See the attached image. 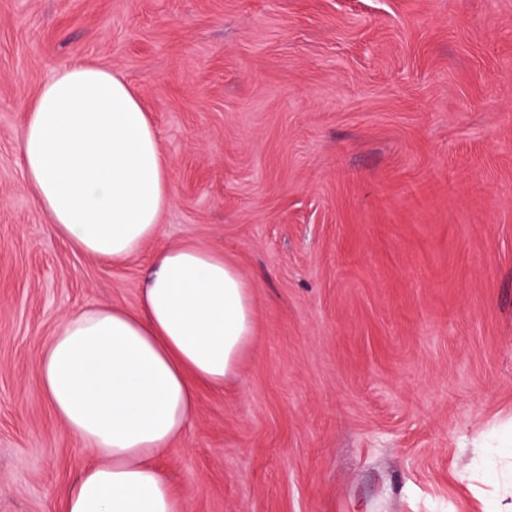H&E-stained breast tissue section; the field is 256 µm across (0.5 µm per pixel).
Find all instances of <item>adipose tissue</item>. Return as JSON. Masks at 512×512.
Returning a JSON list of instances; mask_svg holds the SVG:
<instances>
[{"mask_svg": "<svg viewBox=\"0 0 512 512\" xmlns=\"http://www.w3.org/2000/svg\"><path fill=\"white\" fill-rule=\"evenodd\" d=\"M21 177L54 234L120 265L162 232L172 202L161 133L123 79L88 61L54 69L20 129ZM254 295L222 252H155L140 304L66 314L37 364L42 391L98 459L54 512H184L156 457L222 387L254 335Z\"/></svg>", "mask_w": 512, "mask_h": 512, "instance_id": "1", "label": "adipose tissue"}]
</instances>
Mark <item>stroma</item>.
<instances>
[{
  "label": "stroma",
  "instance_id": "1",
  "mask_svg": "<svg viewBox=\"0 0 512 512\" xmlns=\"http://www.w3.org/2000/svg\"><path fill=\"white\" fill-rule=\"evenodd\" d=\"M76 60L171 160L120 265L21 179L24 110ZM182 244L237 267L256 332L156 459L185 512H512V0H0V512L95 461L36 372L59 320L135 307Z\"/></svg>",
  "mask_w": 512,
  "mask_h": 512
}]
</instances>
